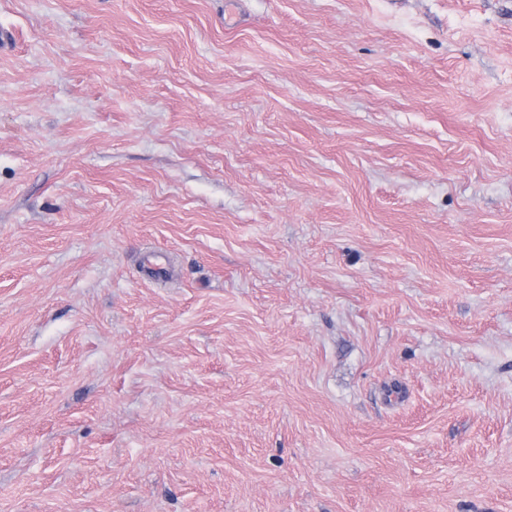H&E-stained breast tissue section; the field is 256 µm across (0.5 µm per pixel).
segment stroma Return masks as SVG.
Returning a JSON list of instances; mask_svg holds the SVG:
<instances>
[{
    "label": "stroma",
    "mask_w": 512,
    "mask_h": 512,
    "mask_svg": "<svg viewBox=\"0 0 512 512\" xmlns=\"http://www.w3.org/2000/svg\"><path fill=\"white\" fill-rule=\"evenodd\" d=\"M224 2L0 0V512H512V0Z\"/></svg>",
    "instance_id": "obj_1"
}]
</instances>
